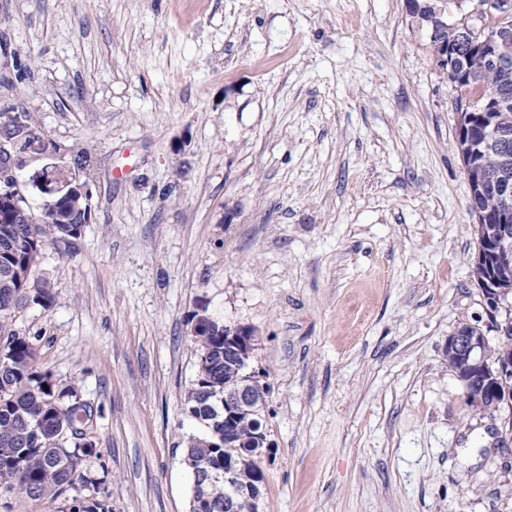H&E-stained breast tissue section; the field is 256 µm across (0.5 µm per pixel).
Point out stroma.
<instances>
[{
  "label": "stroma",
  "instance_id": "35a3bbf8",
  "mask_svg": "<svg viewBox=\"0 0 512 512\" xmlns=\"http://www.w3.org/2000/svg\"><path fill=\"white\" fill-rule=\"evenodd\" d=\"M457 93L404 0H0V108L91 154L16 328L95 409L112 512H189L192 319L253 326L261 512H512L448 366L490 330Z\"/></svg>",
  "mask_w": 512,
  "mask_h": 512
}]
</instances>
